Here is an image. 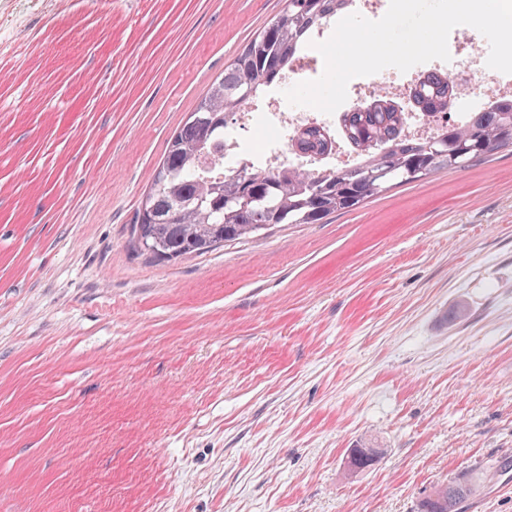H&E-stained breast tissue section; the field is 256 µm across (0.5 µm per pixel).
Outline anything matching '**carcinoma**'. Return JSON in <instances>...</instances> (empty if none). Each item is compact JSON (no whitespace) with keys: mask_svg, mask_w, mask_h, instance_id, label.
Masks as SVG:
<instances>
[{"mask_svg":"<svg viewBox=\"0 0 512 512\" xmlns=\"http://www.w3.org/2000/svg\"><path fill=\"white\" fill-rule=\"evenodd\" d=\"M353 0H283L279 13L256 32L202 94L183 125L170 136L152 183L131 225L135 251L153 262L203 256L279 224H324L362 207L398 184L512 149V96L493 97L462 126L441 130L426 142L401 137L410 112L378 96L354 107L341 132L359 154L358 165L321 176L290 170L243 169L231 181L200 178L199 163L224 137V120L266 96L289 70L313 28L347 12ZM458 85L437 75L411 91L417 112H446ZM295 148L322 156L333 147L329 132H296ZM233 198L237 204L227 206ZM473 484L435 487L418 512H458Z\"/></svg>","mask_w":512,"mask_h":512,"instance_id":"obj_1","label":"carcinoma"}]
</instances>
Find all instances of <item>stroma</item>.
<instances>
[{
    "label": "stroma",
    "mask_w": 512,
    "mask_h": 512,
    "mask_svg": "<svg viewBox=\"0 0 512 512\" xmlns=\"http://www.w3.org/2000/svg\"><path fill=\"white\" fill-rule=\"evenodd\" d=\"M281 7L0 0V512H416L464 478L459 512H512L511 151L174 264L129 244Z\"/></svg>",
    "instance_id": "1"
}]
</instances>
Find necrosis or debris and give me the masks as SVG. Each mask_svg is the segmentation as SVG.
Segmentation results:
<instances>
[{
	"instance_id": "obj_1",
	"label": "necrosis or debris",
	"mask_w": 512,
	"mask_h": 512,
	"mask_svg": "<svg viewBox=\"0 0 512 512\" xmlns=\"http://www.w3.org/2000/svg\"><path fill=\"white\" fill-rule=\"evenodd\" d=\"M449 51L450 61H432L428 70L447 75L452 82L465 80V90L455 98L449 111L413 113L403 128L407 139L432 138L443 128L467 121L471 113L486 109L490 99L484 87L489 83H497L498 94L512 95V83L496 80L486 65L489 50L475 41L471 30H454ZM346 117L347 113L342 109L330 115L308 112L288 107L282 96L266 95L225 123L224 144L205 169L209 176L229 179L241 169L253 166L279 171L290 168L308 173L351 167L357 164L359 156L344 138H337L335 148L319 159L288 146L289 138L298 130L309 127L332 133Z\"/></svg>"
}]
</instances>
